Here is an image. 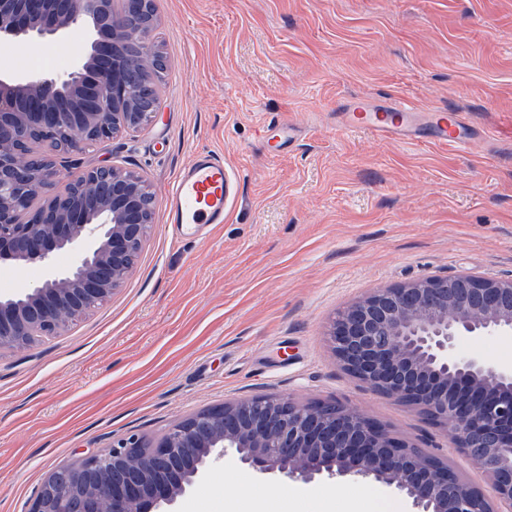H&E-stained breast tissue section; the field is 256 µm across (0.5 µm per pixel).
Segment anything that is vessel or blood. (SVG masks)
Segmentation results:
<instances>
[{
    "instance_id": "obj_1",
    "label": "vessel or blood",
    "mask_w": 512,
    "mask_h": 512,
    "mask_svg": "<svg viewBox=\"0 0 512 512\" xmlns=\"http://www.w3.org/2000/svg\"><path fill=\"white\" fill-rule=\"evenodd\" d=\"M411 111L410 105L399 101L380 108L362 99L349 102L345 109L350 126L364 127L379 135L417 140L421 133L409 122ZM461 126L457 111L441 110L433 127L434 137L448 146H459L464 142ZM233 191V180L224 166L223 155L198 152L166 190L167 221L179 236L188 224L223 223Z\"/></svg>"
}]
</instances>
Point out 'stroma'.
<instances>
[{
    "label": "stroma",
    "mask_w": 512,
    "mask_h": 512,
    "mask_svg": "<svg viewBox=\"0 0 512 512\" xmlns=\"http://www.w3.org/2000/svg\"><path fill=\"white\" fill-rule=\"evenodd\" d=\"M167 60L159 111L66 166L144 176L156 207L121 287L59 336L0 350V512L42 477L136 433L255 395L356 406L465 481L485 477L417 409L360 386L326 332L370 289L461 273L512 279V0H153ZM89 42L0 47V74L70 67ZM353 98H402L421 122L455 106L457 149L344 128ZM291 134L277 156L264 142ZM216 151L237 193L181 239L165 189ZM361 477L285 483L225 456L179 512H357Z\"/></svg>",
    "instance_id": "obj_1"
}]
</instances>
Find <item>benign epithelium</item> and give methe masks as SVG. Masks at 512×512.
Returning a JSON list of instances; mask_svg holds the SVG:
<instances>
[{"mask_svg":"<svg viewBox=\"0 0 512 512\" xmlns=\"http://www.w3.org/2000/svg\"><path fill=\"white\" fill-rule=\"evenodd\" d=\"M0 0V45L89 32L67 69L0 75V262L39 261L33 288L0 294V349L56 336L70 318L114 294L130 275L153 207L143 176L113 165L79 171L20 161L27 126L78 151L90 135L107 141L140 128L159 110L129 94L140 76L164 67L151 35L150 0ZM135 43L139 54L125 56ZM71 264L55 270L57 255ZM512 335V279L471 274L373 288L339 311L327 339L337 364L371 391L422 411L489 480L472 486L448 464L393 437L359 409L258 395L199 411L154 443L138 434L55 466L28 512H174L231 452L262 475L312 482L371 478L411 499L419 512H512V366L463 352V337Z\"/></svg>","mask_w":512,"mask_h":512,"instance_id":"1","label":"benign epithelium"}]
</instances>
